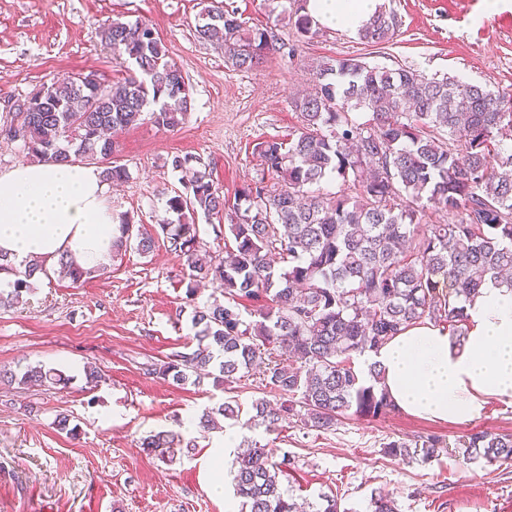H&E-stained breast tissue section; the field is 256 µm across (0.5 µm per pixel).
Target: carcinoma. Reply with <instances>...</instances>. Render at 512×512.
<instances>
[{"mask_svg":"<svg viewBox=\"0 0 512 512\" xmlns=\"http://www.w3.org/2000/svg\"><path fill=\"white\" fill-rule=\"evenodd\" d=\"M297 41L309 42L319 24L299 7L288 14ZM401 20L383 8L357 30L368 46L389 42ZM196 38L224 54L236 70L258 66L281 49L271 26L248 28L235 11L212 0ZM125 77L105 82L94 73L43 83L17 100L4 136L46 163L72 158L104 166L105 180L123 183L128 168L111 164L112 135L148 119L174 130L192 108V89L154 29L142 21L114 20L101 30ZM316 91L293 100L299 124L286 140L259 142L260 177L229 202L211 174L175 156V171H189L186 193L165 201L155 223L189 269L186 299L193 303L197 348L147 373L186 385L214 376L224 391L255 370L261 386L281 396L258 398L250 423L274 431L297 417L329 430L347 417L376 418L396 409L378 388L380 369L368 377L354 357L376 351L420 322L455 335L466 321L463 303L494 281L512 289V93L408 68H379L360 56L322 60L312 69ZM341 180L342 189L310 190ZM461 213L448 224H423L426 213ZM228 221L224 257H199L198 215ZM149 225L120 217L115 256L155 247ZM65 276L78 283L91 272L65 258ZM43 262L0 289V307H12L34 288ZM217 285L225 302L195 304L198 286ZM258 303L256 320L241 318L237 300ZM8 379L22 385H66L62 371L29 365ZM240 406L226 401L203 410L199 426L236 420ZM464 457L482 466L512 465V434L476 432L459 440ZM180 435L160 431L141 448L172 463ZM443 447L436 436L390 441L384 453L429 459ZM235 495L249 512H302L283 488L291 460L245 440L232 460Z\"/></svg>","mask_w":512,"mask_h":512,"instance_id":"carcinoma-1","label":"carcinoma"}]
</instances>
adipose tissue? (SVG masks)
I'll use <instances>...</instances> for the list:
<instances>
[{"mask_svg":"<svg viewBox=\"0 0 512 512\" xmlns=\"http://www.w3.org/2000/svg\"><path fill=\"white\" fill-rule=\"evenodd\" d=\"M382 0H308L317 23L357 31ZM109 184L96 165L33 163L0 172V255L13 269L43 260L53 268L72 258L95 268L119 234ZM464 336L425 322L395 336L367 362L402 411L430 420L466 424L488 398L512 404V290L485 284L466 303Z\"/></svg>","mask_w":512,"mask_h":512,"instance_id":"adipose-tissue-1","label":"adipose tissue"}]
</instances>
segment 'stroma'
Here are the masks:
<instances>
[{"label":"stroma","instance_id":"35a3bbf8","mask_svg":"<svg viewBox=\"0 0 512 512\" xmlns=\"http://www.w3.org/2000/svg\"><path fill=\"white\" fill-rule=\"evenodd\" d=\"M250 27L275 26L282 44L258 69L227 67L213 46L198 42L195 25L209 0H0V125L16 98L57 77L120 74L101 41L104 24L142 20L164 41L188 79L193 108L184 124L166 130L146 122L114 138L112 159L129 181L111 187L114 211L153 223L169 194L183 190L169 161L189 155L209 171L227 199L259 175L256 143L286 138L297 124L291 102L310 92L309 71L320 60L347 54L370 64L411 67L425 75L461 77L493 90L512 91V0L496 12L482 0H386L402 20L389 43L370 47L354 32L322 27L309 43L276 23L293 0H225ZM188 269L157 236L153 253L130 249L104 263L101 275L80 284L48 275L17 307L0 309V366L21 371L42 364L70 376L67 387L0 384V512H224L231 482L214 494L208 460H232L226 437L251 438L288 454L297 496L317 502L335 493L348 512H369L385 491L397 512H507L512 467L464 464L455 446L462 436L512 434V405L489 400L479 417L459 425L402 411L377 418L350 416L330 430L295 419L276 431L241 424L204 430L195 422L223 403L213 378L179 385L145 374L194 349ZM102 381L87 387L84 366ZM68 415L75 435L60 432ZM167 430L191 442L189 453L166 464L141 447ZM434 434L445 446L429 461L385 455L392 440Z\"/></svg>","mask_w":512,"mask_h":512}]
</instances>
